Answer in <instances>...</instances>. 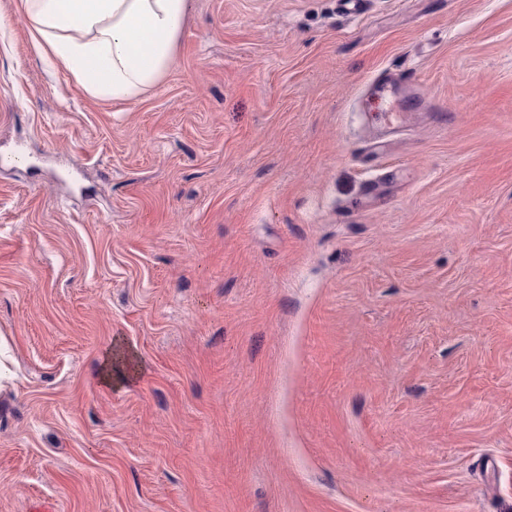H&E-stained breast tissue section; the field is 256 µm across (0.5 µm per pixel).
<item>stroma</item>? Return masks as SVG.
<instances>
[{"label": "stroma", "mask_w": 512, "mask_h": 512, "mask_svg": "<svg viewBox=\"0 0 512 512\" xmlns=\"http://www.w3.org/2000/svg\"><path fill=\"white\" fill-rule=\"evenodd\" d=\"M16 150L0 512H512V0H193L126 101L0 0ZM134 355L118 344L109 350L102 359V381L106 384L127 382L135 372Z\"/></svg>", "instance_id": "obj_1"}]
</instances>
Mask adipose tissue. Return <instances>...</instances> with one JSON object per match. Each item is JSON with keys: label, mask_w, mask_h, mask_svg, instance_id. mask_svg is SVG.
<instances>
[{"label": "adipose tissue", "mask_w": 512, "mask_h": 512, "mask_svg": "<svg viewBox=\"0 0 512 512\" xmlns=\"http://www.w3.org/2000/svg\"><path fill=\"white\" fill-rule=\"evenodd\" d=\"M190 0H18L44 53L87 92L120 101L169 70Z\"/></svg>", "instance_id": "ef3b65f1"}]
</instances>
